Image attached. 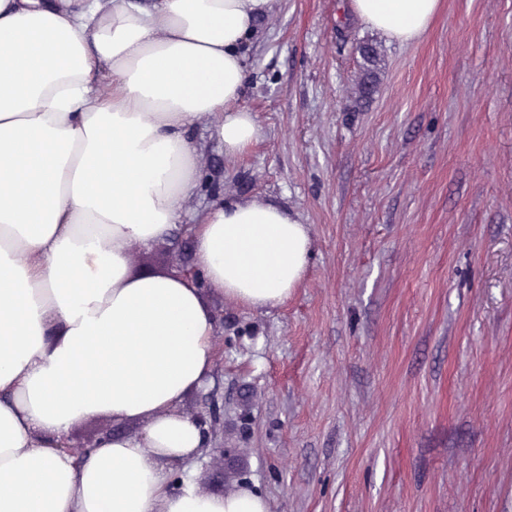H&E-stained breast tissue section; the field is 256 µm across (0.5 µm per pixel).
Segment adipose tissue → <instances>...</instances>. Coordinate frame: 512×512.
Masks as SVG:
<instances>
[{
    "label": "adipose tissue",
    "mask_w": 512,
    "mask_h": 512,
    "mask_svg": "<svg viewBox=\"0 0 512 512\" xmlns=\"http://www.w3.org/2000/svg\"><path fill=\"white\" fill-rule=\"evenodd\" d=\"M272 3L0 0V512H269L188 472L205 435L180 406L212 383L217 319L194 280L132 276L128 254L185 224L209 287L239 306H277L301 282L313 239L287 207L185 209L196 125L230 162L259 140L241 97ZM441 7L347 12L409 43ZM94 415L118 428L75 459L61 442Z\"/></svg>",
    "instance_id": "ef3b65f1"
}]
</instances>
